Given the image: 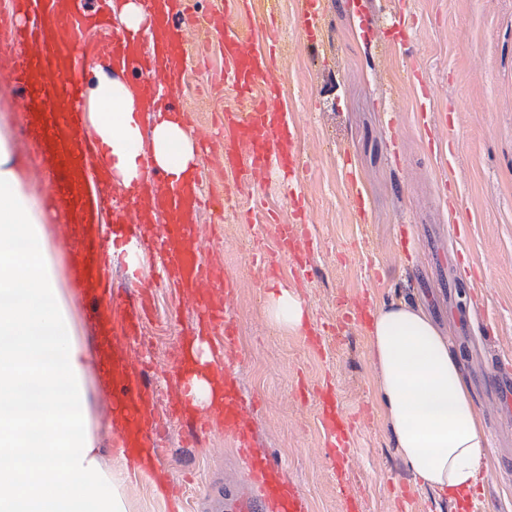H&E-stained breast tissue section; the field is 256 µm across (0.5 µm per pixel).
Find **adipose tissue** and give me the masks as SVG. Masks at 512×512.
Masks as SVG:
<instances>
[{
  "label": "adipose tissue",
  "mask_w": 512,
  "mask_h": 512,
  "mask_svg": "<svg viewBox=\"0 0 512 512\" xmlns=\"http://www.w3.org/2000/svg\"><path fill=\"white\" fill-rule=\"evenodd\" d=\"M88 102L113 174L140 181L135 90L102 75ZM150 149L155 165L176 176L196 159L176 120L158 123ZM9 162L0 134V269L9 271L0 279V512H137L126 453L106 456L92 444L74 319L55 285L39 204ZM265 310L276 328L302 331L307 308L295 291H269ZM366 334L376 399L404 469L466 512L487 442L447 337L403 300L376 305Z\"/></svg>",
  "instance_id": "adipose-tissue-1"
}]
</instances>
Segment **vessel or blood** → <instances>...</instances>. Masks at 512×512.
<instances>
[{
	"label": "vessel or blood",
	"instance_id": "1",
	"mask_svg": "<svg viewBox=\"0 0 512 512\" xmlns=\"http://www.w3.org/2000/svg\"><path fill=\"white\" fill-rule=\"evenodd\" d=\"M114 0H8L0 27L10 43L0 50V79L19 88L18 110L31 172L47 176V208L54 223L63 225L75 244L70 281L91 304L95 331V363L103 379L107 408L119 447L134 457L160 461L161 426L155 392L147 383L149 366L130 354L128 339L138 338L148 315L145 293L119 297L112 285V259L118 251L158 255L168 285L192 305L194 335H210L224 324V349L237 348V330L226 307L218 305L209 287L223 283V269L214 267L199 233L200 213L223 211L226 196H206L201 176L192 170L162 189L168 174L142 154L147 176L127 185L112 176V155L97 135L86 132L83 108L86 61L136 88L138 110L147 114L142 141L153 136V122L174 110L181 94L194 44L189 37L197 20L192 0H143L151 25L146 34L116 32L111 24ZM224 6L249 16L272 19L271 0H225ZM318 0H308L300 16L302 51L312 53L321 42ZM224 75L241 92L263 81V92L249 111L224 115V163L238 183L255 171L274 167L288 177L300 168L294 130L284 112H271L280 96L273 70L276 60L272 33L248 34L236 28L218 30ZM165 224H157V217ZM224 433L232 437L248 466L243 482L249 491L235 500L234 512H305L306 504L293 483L281 476L256 446L252 425L245 419L238 395L233 360L224 367ZM322 424L330 446L344 465L356 461L344 430L345 421L333 397H326Z\"/></svg>",
	"mask_w": 512,
	"mask_h": 512
}]
</instances>
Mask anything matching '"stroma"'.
Wrapping results in <instances>:
<instances>
[{"label": "stroma", "mask_w": 512, "mask_h": 512, "mask_svg": "<svg viewBox=\"0 0 512 512\" xmlns=\"http://www.w3.org/2000/svg\"><path fill=\"white\" fill-rule=\"evenodd\" d=\"M415 22L395 45L375 34L394 0H321L318 55L300 53L305 0H276L274 27L282 97L296 131L299 184L277 172L236 193L239 207L202 217L200 232L223 250L224 270L241 275L230 299L239 336L238 388L262 450L295 483L307 512H456L453 502L415 485L403 468L375 397L376 368L364 321L346 307L369 298L422 305L449 337L488 441L479 495L468 512H512V385L494 367L512 355V0H412ZM221 0H196L202 25L192 63L200 98H187L186 132L198 138L197 116L241 112L248 95L225 84L224 57L207 33ZM418 64L434 85L433 123L453 121L452 141L429 155L419 102L406 78ZM461 205L448 213V194ZM306 204L308 227L297 250L277 246L276 223H296L291 194ZM56 283L75 316L83 350L94 445H113L93 367L89 306L69 288L70 251L60 229L44 224ZM277 279L251 278L260 257ZM153 311L134 351H148L160 412L164 477L182 506L210 481L234 482L241 461L222 419L191 434L167 414L176 385L165 376L196 314L180 303L158 271L139 256ZM299 293L309 309L302 333L272 327L264 299L271 284ZM495 319L497 332L485 324ZM333 390L351 422L357 462L336 466L321 424L318 398Z\"/></svg>", "instance_id": "1"}]
</instances>
